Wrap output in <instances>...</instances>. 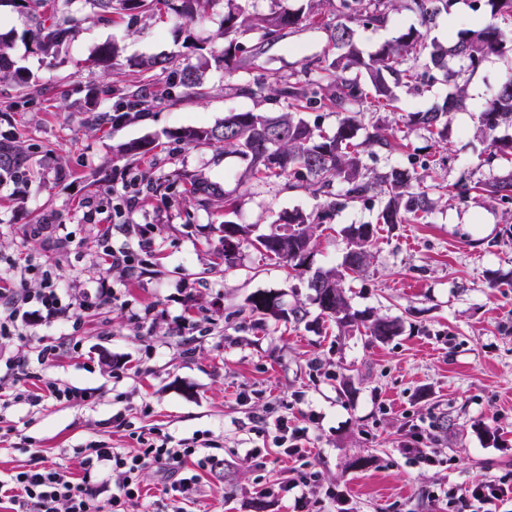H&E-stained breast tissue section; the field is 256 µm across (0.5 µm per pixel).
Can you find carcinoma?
<instances>
[{"label": "carcinoma", "mask_w": 512, "mask_h": 512, "mask_svg": "<svg viewBox=\"0 0 512 512\" xmlns=\"http://www.w3.org/2000/svg\"><path fill=\"white\" fill-rule=\"evenodd\" d=\"M30 10L34 25L27 32L36 50L52 55L64 43L74 38L78 25L73 18L48 20L50 0H12ZM97 9L99 17L112 13L153 15L170 12L182 19V29L189 30L208 17L213 0H86ZM227 11L221 23L224 47L215 61L224 66L251 71L260 48H247L242 38L251 31L261 32V38L275 42L300 28L304 19L319 15L321 5L332 6L330 15L335 23L326 24L328 49L323 55L306 61L301 70L267 86L253 78L240 87L243 94L256 96L268 91L283 101V112L277 116L246 111L229 112L224 119L207 127H186L176 137L187 143L211 145L221 143L224 153L236 154L248 161L251 176L267 181L284 175L301 178L322 193L321 211L305 213L292 210L280 216L283 224L298 227V234L283 242L277 232L261 236V254L303 273L312 243V225L320 224L333 211L347 205L366 203L377 197L383 205L376 223L352 225L348 228L349 249L343 270L317 271L308 280L313 291L312 301L321 314L332 319L340 328L363 327L370 340L385 342L399 333V324L387 317L366 318L352 310L346 296V278L364 272L374 258L376 225L391 228L424 218L434 209V202L422 186L425 174L399 166H389L382 173L369 169L364 156H391L408 147L398 130L381 116L396 109L394 89L405 87L418 93L436 83L453 87L444 100L427 110L405 115V125L419 127L436 140L444 138L448 121L454 112L466 108L468 73L492 56L511 57L512 39L501 24L512 26V0H475L474 10L483 15L481 24L462 30L446 44L427 41L421 28L436 24L443 14H449L455 0H307L308 11L272 10L267 14L245 13L238 0H225ZM406 7L420 19V27H410L395 39L365 53L360 48L358 28L383 25L389 14ZM11 41L0 35V76L20 84L28 83L25 72L13 68L8 49ZM119 49L105 44L99 50L98 61L113 74H120ZM146 73L171 72L179 84L198 98L206 96L201 78L191 67L178 68L173 57L156 55L138 62ZM310 108H327L341 115L336 131L322 132L302 116ZM512 126V75L498 83L491 99L482 107L478 132L488 142L490 158L512 163V136L501 137L498 130ZM366 130L357 141L359 130ZM31 172L29 155L11 140L0 141V176L11 178ZM192 193L207 203L215 196L224 199V209L236 207V200L218 193L207 181L191 180ZM454 196L467 201L476 191L512 215V170L489 181L472 185H453ZM272 293H256L246 300L248 317L255 324L267 317H280L281 309H271Z\"/></svg>", "instance_id": "1"}]
</instances>
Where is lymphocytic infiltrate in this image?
<instances>
[{
  "label": "lymphocytic infiltrate",
  "mask_w": 512,
  "mask_h": 512,
  "mask_svg": "<svg viewBox=\"0 0 512 512\" xmlns=\"http://www.w3.org/2000/svg\"><path fill=\"white\" fill-rule=\"evenodd\" d=\"M117 298L115 290L104 286L95 295L63 302L60 288L50 277H42L39 291L19 292L0 286V337L20 335L31 315H39L45 324L65 322L74 318L77 310L88 306H105ZM138 453L129 454L104 442L91 443L82 451V464L91 471L103 463H111L113 470L121 471L123 478L107 501H100L88 480L73 481L56 469L37 463L17 472L10 481H0V498H7L11 512H129L141 496L140 478L147 467L165 473L164 492L173 504V512H182L184 501L198 493L197 469L207 467L212 457L210 446L203 435L192 441L175 445L140 438ZM263 495L270 498L293 496L296 512L307 499L322 495L317 473L305 472L286 482L267 484ZM512 496V471H505L492 479L468 489L449 487L440 495V503L447 512H497L499 503Z\"/></svg>",
  "instance_id": "1"
}]
</instances>
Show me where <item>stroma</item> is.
<instances>
[{
  "label": "stroma",
  "instance_id": "obj_1",
  "mask_svg": "<svg viewBox=\"0 0 512 512\" xmlns=\"http://www.w3.org/2000/svg\"><path fill=\"white\" fill-rule=\"evenodd\" d=\"M54 4L59 16L80 24L52 56L27 41L26 9L8 0L0 5V34L11 36L13 61L38 85L30 93L0 79V137L28 147L33 166L23 181L0 179V275L35 288L38 277L22 270L40 263L64 297L94 292L104 280L119 300L81 312L77 323L34 325L22 338L0 340V358L57 347L55 358L37 365V378L25 381L30 392L44 393L51 382L90 393L78 405L17 400L0 367V479L37 460L71 479L89 477L105 501L116 476L106 465L85 474L81 448L103 440L133 453L140 433L179 441L202 431L214 459L200 470V492L183 512H292L291 498L262 499L258 492L304 466L318 471L323 487L347 491L358 512H440L431 491L467 488L512 470V240L502 236L501 208L478 195L463 203L448 192L460 180L512 169L503 159L487 163L488 145L476 134L480 108L512 62L492 57L473 73L469 108L454 114L446 140L411 128L406 153L368 159L380 171L416 156L427 168L431 214L391 228L377 224L375 199L334 212L314 230L310 268L325 271L342 264L349 226L376 224L374 258L352 281L350 305L397 320L401 330L372 343L322 316L306 277L265 258L249 239L232 263L224 261L225 222L250 226L252 236L268 234L283 212L316 211L322 196L284 178L247 177V161L222 144L193 146L175 137L228 112L277 114L281 103L239 93L248 74L184 47L186 35L170 15L103 20L87 0ZM107 43L118 44L125 60L176 57L198 71L207 96L178 88L148 110L126 109L125 95L141 86V76L127 67L114 78L96 66ZM327 44L322 20H307L262 44L258 72L275 83ZM108 84L111 97L100 96ZM93 112L115 119L96 126L87 121ZM142 138L153 142L149 153H122V145ZM187 175L235 197L236 211L199 202L183 182ZM133 183L138 206L116 217ZM145 230L154 240L148 252L138 248ZM60 234L70 240L64 256L54 245ZM104 236L112 249L132 253L131 267L104 263ZM256 292L275 293L282 309L301 305L308 315L299 324L270 318L255 328L241 308ZM146 307L154 308L153 320H136ZM262 415L307 428V459L276 448ZM417 426L437 453L435 464H412L398 451ZM255 448L262 458L252 456Z\"/></svg>",
  "mask_w": 512,
  "mask_h": 512
}]
</instances>
